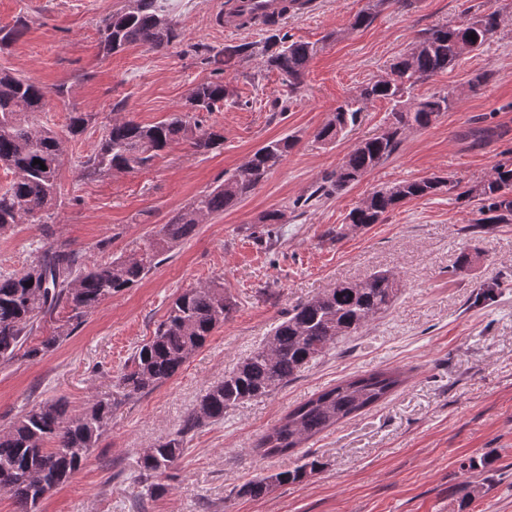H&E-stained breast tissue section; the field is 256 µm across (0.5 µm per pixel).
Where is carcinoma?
<instances>
[{
	"label": "carcinoma",
	"instance_id": "obj_1",
	"mask_svg": "<svg viewBox=\"0 0 512 512\" xmlns=\"http://www.w3.org/2000/svg\"><path fill=\"white\" fill-rule=\"evenodd\" d=\"M270 35L261 46L243 44L224 50V65L261 57L277 70L291 93L304 84L307 65L317 49L309 42L291 41L278 22L268 18ZM497 11L478 14L456 25H439L414 40L406 53L390 66L392 78L361 86L336 108L315 134L328 144L355 126L368 104L392 103L390 122L380 135L355 143L341 165L312 195L327 197L357 182L389 158L405 132L427 127L450 109L452 95L410 96V90L455 65L492 42L500 33ZM179 34L170 0H129L126 8L104 20L99 48L105 55L138 43L153 50L170 46ZM230 96L221 81L196 84L188 107L154 124L115 117L86 159L79 162V178L94 181L114 172L146 169L174 145L188 143L206 153L224 143V134L204 125L201 113L213 112ZM50 110L44 87L0 69V163L12 173L0 188V235L19 224H51L58 202V171L65 156L64 135L40 121ZM91 121L87 112H73L67 135L83 134ZM296 140L287 136L267 141L242 166L212 188L178 209L145 242L127 254L104 263L86 264L70 244L50 239L34 250L30 265L16 273H0V364L20 357L34 359L56 348L104 301L134 287L162 262V257L190 240L200 224L251 195L278 168ZM39 159L46 166L34 163ZM459 183L438 177L403 180L374 190L348 214L355 227L378 224L383 216L405 201L424 197ZM457 198L479 201L480 218L472 228L512 222V160L498 164L490 177L470 185ZM399 277L375 272L365 279L345 281L297 302L271 331L269 347L259 346L240 361L224 380L210 386L187 415L180 430L168 434L138 461V478L147 483L150 496L168 491L165 481L185 452V437L192 431L224 420L229 409L266 397L286 386L311 361L346 336H352L386 313L396 300ZM69 308L67 319L26 347L39 322L60 305ZM235 302L224 285L211 282L177 295L154 336L131 357L117 380L115 397L94 399L78 414H69L62 398L31 405L0 432V493L7 494L16 512H37L50 492L64 485L87 460L107 431L120 403L141 397L173 379L188 359L202 348L215 329L224 324ZM404 383L398 370L356 375L314 394L289 410L265 432L256 448L269 455H286L311 438L355 417L386 399ZM320 462L307 461L292 470L257 477L243 484L238 494L265 497L276 485L299 483L317 471Z\"/></svg>",
	"mask_w": 512,
	"mask_h": 512
}]
</instances>
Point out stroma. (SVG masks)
Masks as SVG:
<instances>
[{
	"mask_svg": "<svg viewBox=\"0 0 512 512\" xmlns=\"http://www.w3.org/2000/svg\"><path fill=\"white\" fill-rule=\"evenodd\" d=\"M122 0H0V27L25 21L22 35L0 50L7 68L46 89L49 123L65 131L73 111L92 113L87 130L66 144L58 173L53 226L20 224L0 236V272L29 266L48 231L68 240L88 262L129 252L174 212L265 142L297 144L249 197L201 224L139 285L113 296L42 358L0 364V431L22 408L65 398L71 413L113 393L136 347L148 340L181 290L222 282L235 302L224 324L182 370L154 391L126 402L85 465L48 494L39 512H512V223L468 233L477 200L442 190L402 203L381 223L352 227L351 209L375 188L430 176L465 185L512 160V0H311L289 15L291 40L316 44L300 93L255 58L224 69L225 49L263 43L265 29H226L215 20L222 0H171L179 39L162 50L140 44L105 56L99 28ZM378 14L355 29L354 17ZM506 20L498 38L416 86L415 95L453 92L456 103L429 127L407 131L397 150L359 182L323 202L297 206L335 170L351 146L379 133L390 103L378 100L336 143L314 134L353 91L385 76L426 30L485 11ZM489 78L479 88L477 73ZM219 79L234 96L207 114L223 145L199 154L180 144L148 169L93 182L76 165L89 155L123 103V113L151 124L181 109L200 81ZM486 130L478 139L474 130ZM285 214V234L268 237L267 211ZM107 249H100V242ZM476 253L459 270L461 253ZM379 270L401 280L399 298L382 318L332 346L271 395L228 410L224 419L189 433L170 489L146 497L137 478L140 453L181 428L212 384L265 341L300 300ZM496 283L492 298L484 284ZM400 369L405 382L376 406L346 419L286 455L265 456L256 441L288 410L338 381ZM321 467L301 483L264 498L239 495L249 479L288 470L303 457Z\"/></svg>",
	"mask_w": 512,
	"mask_h": 512,
	"instance_id": "35a3bbf8",
	"label": "stroma"
}]
</instances>
